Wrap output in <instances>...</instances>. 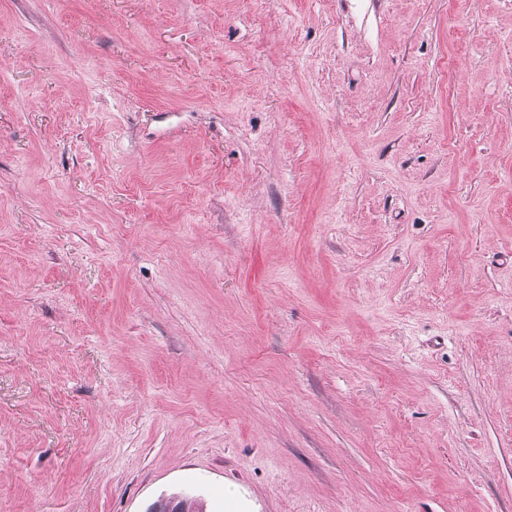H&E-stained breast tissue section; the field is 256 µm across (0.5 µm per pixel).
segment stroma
<instances>
[{"mask_svg":"<svg viewBox=\"0 0 512 512\" xmlns=\"http://www.w3.org/2000/svg\"><path fill=\"white\" fill-rule=\"evenodd\" d=\"M512 512V0H0V512Z\"/></svg>","mask_w":512,"mask_h":512,"instance_id":"1","label":"stroma"}]
</instances>
